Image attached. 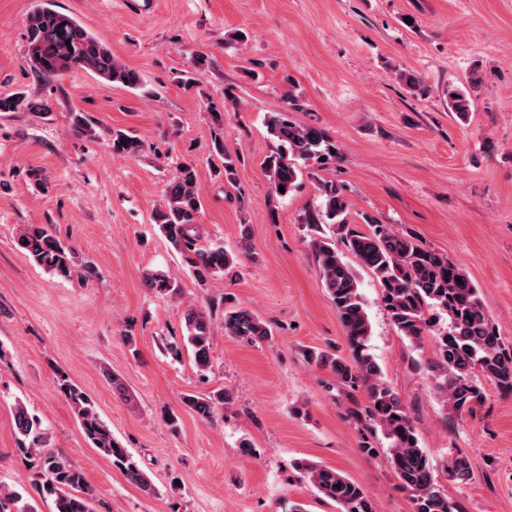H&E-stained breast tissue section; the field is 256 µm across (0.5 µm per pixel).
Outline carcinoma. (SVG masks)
<instances>
[{"label":"carcinoma","instance_id":"cac0c4a2","mask_svg":"<svg viewBox=\"0 0 512 512\" xmlns=\"http://www.w3.org/2000/svg\"><path fill=\"white\" fill-rule=\"evenodd\" d=\"M28 64L45 76L61 75L74 68L83 69L101 80L142 90V75L128 68L112 50L86 29L75 17L53 8L50 0L34 6L25 24ZM448 111L465 122L471 110L468 90H448ZM268 130L275 149L264 160L274 194L288 197L303 171L299 164L325 168L337 157L336 142L317 127L301 126L287 112L270 117ZM142 141L125 133L112 137L117 156L140 152ZM285 192H280L279 187ZM323 201L300 215V223L311 232L309 246L318 264L322 286L332 300L343 327L348 355L341 357L326 351H307V359L328 369L336 381L351 389H362L367 401L348 410L354 422L371 421L388 442L387 459L399 481V487L412 500L414 512H460L457 502L442 491L426 449L422 448L407 409L398 394L382 378L379 365L369 352L372 325L362 300L353 268L345 260L351 253L369 270L382 291L390 321L401 336L420 343L433 331L439 311L448 318L447 327L436 332L432 373L434 394L443 412L471 413L483 405L485 394L481 379L492 382L504 393H512V347L498 336L481 289L448 256L428 249L411 233H398L372 217L364 218L368 230L350 222V203L343 190L331 180L322 183ZM202 198L196 171L191 164L176 167L165 184L162 204L153 221L159 231L180 252L186 266L200 282L217 274H229L237 256L217 243H207L199 231L198 213ZM18 247L38 265L54 275L69 279L77 274L73 251L44 224H28L17 235ZM462 283H457L456 278ZM146 285L160 295L178 293L175 281L154 270L144 276ZM183 347L190 350L197 369L212 368L210 313L195 305L184 313ZM227 335L252 344L272 340V324L254 311L232 306L224 310ZM55 384L77 416L89 444L112 462L131 482L150 494L149 477L132 454L112 436L94 409L88 395L69 374L54 369ZM233 394L221 389L210 396L186 394L182 403L202 417H209L230 404ZM14 431L19 451L40 455L46 443L41 422L27 407H14ZM296 467L323 498L334 502L339 512H374L367 489L339 470L301 460ZM444 475L460 485L471 476L469 458L459 453L442 462ZM40 496L54 502V512H93L88 488L80 470L65 457H43Z\"/></svg>","mask_w":512,"mask_h":512}]
</instances>
